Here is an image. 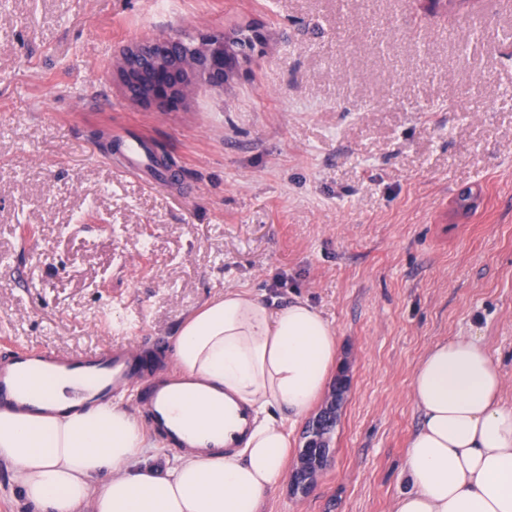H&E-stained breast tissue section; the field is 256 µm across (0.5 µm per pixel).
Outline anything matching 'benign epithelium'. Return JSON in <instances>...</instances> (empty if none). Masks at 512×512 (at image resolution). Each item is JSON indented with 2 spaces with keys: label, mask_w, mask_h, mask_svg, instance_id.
<instances>
[{
  "label": "benign epithelium",
  "mask_w": 512,
  "mask_h": 512,
  "mask_svg": "<svg viewBox=\"0 0 512 512\" xmlns=\"http://www.w3.org/2000/svg\"><path fill=\"white\" fill-rule=\"evenodd\" d=\"M228 43V34L209 29L146 37L121 49L112 77L130 102L157 112H176L187 106L195 83L222 88L251 63L255 50L233 56ZM335 421L333 393L305 431L291 473L294 491L305 493L315 484L330 452L329 434Z\"/></svg>",
  "instance_id": "obj_1"
}]
</instances>
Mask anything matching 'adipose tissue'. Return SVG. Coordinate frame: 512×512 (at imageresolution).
<instances>
[{
  "mask_svg": "<svg viewBox=\"0 0 512 512\" xmlns=\"http://www.w3.org/2000/svg\"><path fill=\"white\" fill-rule=\"evenodd\" d=\"M338 353L328 319L308 302L268 305L228 291L182 324L177 368L248 406L240 452L201 448L161 472L138 464L145 427L121 404L67 415L0 412V461L15 469L33 512H260L287 477L288 422L321 396ZM479 337L433 344L411 397L420 413L403 465L396 512H512V409ZM190 429H219L224 413L203 398L178 401Z\"/></svg>",
  "mask_w": 512,
  "mask_h": 512,
  "instance_id": "obj_1",
  "label": "adipose tissue"
}]
</instances>
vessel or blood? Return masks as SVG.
I'll return each instance as SVG.
<instances>
[{
    "mask_svg": "<svg viewBox=\"0 0 512 512\" xmlns=\"http://www.w3.org/2000/svg\"><path fill=\"white\" fill-rule=\"evenodd\" d=\"M118 138L123 153L121 167L135 174L148 172L151 161L142 137L122 132ZM164 346V339L158 337L148 351L124 344L71 355L36 348L6 351L0 355V411L61 416L111 403L118 393L136 384L150 426L167 448L182 454L195 448H217L226 454L237 452L251 424L250 410L236 407L232 429L186 432L173 415L172 404L177 399L196 396L198 384L182 374L155 376L156 352Z\"/></svg>",
    "mask_w": 512,
    "mask_h": 512,
    "instance_id": "obj_1",
    "label": "vessel or blood"
}]
</instances>
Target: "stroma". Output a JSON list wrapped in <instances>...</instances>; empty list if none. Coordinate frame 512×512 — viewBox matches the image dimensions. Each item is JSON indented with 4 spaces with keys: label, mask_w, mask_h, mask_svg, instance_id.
I'll return each instance as SVG.
<instances>
[{
    "label": "stroma",
    "mask_w": 512,
    "mask_h": 512,
    "mask_svg": "<svg viewBox=\"0 0 512 512\" xmlns=\"http://www.w3.org/2000/svg\"><path fill=\"white\" fill-rule=\"evenodd\" d=\"M0 0V349L137 348L227 290L308 300L332 454L263 512H394L428 348L481 337L512 408V0ZM253 26L246 70L132 104L130 42ZM481 28L473 39V28ZM147 132L171 179L112 160Z\"/></svg>",
    "instance_id": "obj_1"
}]
</instances>
